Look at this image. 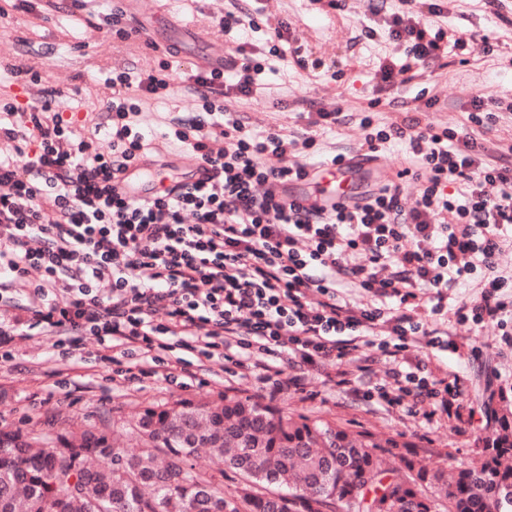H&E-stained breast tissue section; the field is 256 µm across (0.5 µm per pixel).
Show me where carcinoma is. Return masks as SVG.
I'll return each mask as SVG.
<instances>
[{
	"mask_svg": "<svg viewBox=\"0 0 512 512\" xmlns=\"http://www.w3.org/2000/svg\"><path fill=\"white\" fill-rule=\"evenodd\" d=\"M129 453L91 430L54 439L0 430V512H512V438H492L470 464L447 474L398 448L323 419L297 422L251 397L224 406L181 402L144 408L127 423ZM206 442L243 486L224 492V472L193 467ZM111 461L80 477L90 456Z\"/></svg>",
	"mask_w": 512,
	"mask_h": 512,
	"instance_id": "obj_1",
	"label": "carcinoma"
}]
</instances>
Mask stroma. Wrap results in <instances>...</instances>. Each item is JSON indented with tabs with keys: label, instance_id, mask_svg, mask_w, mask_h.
<instances>
[{
	"label": "stroma",
	"instance_id": "1",
	"mask_svg": "<svg viewBox=\"0 0 512 512\" xmlns=\"http://www.w3.org/2000/svg\"><path fill=\"white\" fill-rule=\"evenodd\" d=\"M241 4L140 0L133 12L123 0H0V103L27 110L41 106L48 90H56L62 118L76 138L102 151L108 145L103 116L112 101V75L125 71L137 80L171 60V92L143 96L138 115L153 145L145 164L156 190L189 180L200 164L191 148L164 137L167 117L201 109L185 87L184 74L233 55L243 36L256 51L268 54L269 67L255 95L227 97L224 107L253 132L275 131L291 140L314 136L315 153L297 149L296 160L327 162L340 153L360 159L365 152L360 119L367 111L379 126L407 116L424 127L463 126L484 144L485 164L512 159V0H503L497 16L483 0H439L440 14L425 12L420 20L428 33L445 32L444 51L420 66L411 81L390 84L382 79V64L401 63L407 54L406 43L389 34V15L399 0H388L378 13L372 0H346L341 10L330 0H260L258 28L224 33L219 20ZM113 12L119 16L114 25L106 21ZM283 21L288 29L279 38L275 30ZM473 32L488 37L492 55L454 48L455 38ZM174 42L179 54L171 59L165 50ZM276 44L283 45L285 59L270 56ZM17 68L22 77H14ZM487 97L502 99L504 108L496 109L489 127L469 124L476 100ZM324 111L340 112L339 122L325 125ZM409 165L405 146L391 145L351 171V184L361 192L400 181L401 206L410 210L418 204L422 182L406 174ZM413 315L425 327L447 334V347L429 357L421 343L411 341L396 361L377 356L365 385L388 383L393 371L413 368L419 358L428 357L435 375L463 386L459 404L462 411H474V425L464 427L440 415L428 422L404 409L371 408L352 387L334 385L320 369L306 371L300 389L282 390L275 381L244 374L230 359L211 363L184 388L161 374L132 380L117 373L100 362L104 349L91 338L82 353L66 357L46 337L23 335L16 337L10 358L0 360V428H35L53 436L68 426L108 432L113 423L147 406L184 401L216 406L228 396H250L291 416L320 417L413 444L425 463L453 469L474 460L496 430L484 412L501 407L493 391L512 396V348L502 327L445 318L433 313L431 302L421 303Z\"/></svg>",
	"mask_w": 512,
	"mask_h": 512
}]
</instances>
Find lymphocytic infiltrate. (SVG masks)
I'll return each instance as SVG.
<instances>
[{
    "label": "lymphocytic infiltrate",
    "mask_w": 512,
    "mask_h": 512,
    "mask_svg": "<svg viewBox=\"0 0 512 512\" xmlns=\"http://www.w3.org/2000/svg\"><path fill=\"white\" fill-rule=\"evenodd\" d=\"M390 34L405 40L408 52L404 62L383 65L388 82L438 57L444 39L440 31L427 34L407 11L392 14ZM235 51L239 64L190 75L188 89L202 109L172 118L166 134L199 155L204 178L148 199L124 196L116 185L151 148L135 129L136 94L169 90L167 71L137 81L126 72L113 78L121 92L107 115L105 152L83 140L72 151L58 149L73 131L44 120L55 111L54 100L30 110L22 134L10 124L16 107H0V139L22 136L34 144L0 159V184L11 187L0 195V280L39 273L32 327L66 356L94 337L121 357L136 358L141 377L156 375L164 353L177 349L216 362L232 350L242 367L269 379L286 366H327L348 386L364 372L360 360L371 349L392 358L412 338L430 350L442 347L411 308L430 294L434 313H441L449 289L474 274L482 276V291L456 308L457 319L504 324L512 302L503 290L512 282L498 275L496 256L512 230V160L483 164L481 144L465 131L423 128L414 118L381 128L365 116L368 152L402 143L420 163L417 207L403 210L395 183L329 207L297 203L289 189L309 169L289 159L291 141L275 131L253 133L224 109L229 95H252L265 69L245 44ZM216 126L230 141L217 153L208 145ZM259 183L270 186L261 196L254 192ZM488 184L497 185L495 196L486 194ZM49 209L57 217L52 224L44 221ZM188 210L195 223L183 222ZM162 212L163 224L156 220ZM145 269L151 272L146 282L139 277ZM342 278L385 298V305H351L337 294ZM161 310L167 322H155ZM382 324L392 340L374 336ZM460 394L445 379L409 372L394 374L365 398L389 412L412 405L429 421L458 414Z\"/></svg>",
    "instance_id": "f902f5d3"
}]
</instances>
